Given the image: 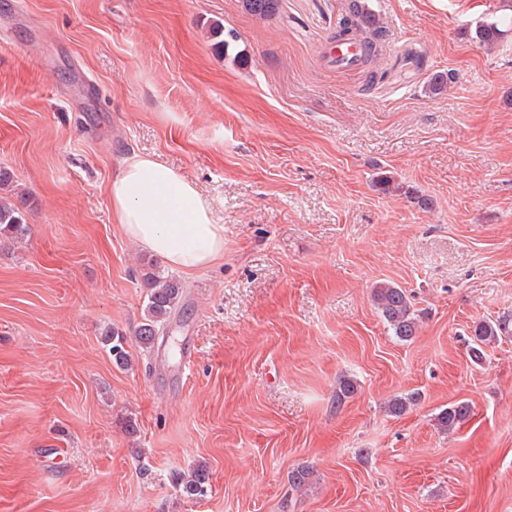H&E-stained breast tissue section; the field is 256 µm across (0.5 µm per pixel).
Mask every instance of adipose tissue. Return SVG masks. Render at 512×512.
I'll return each mask as SVG.
<instances>
[{"mask_svg":"<svg viewBox=\"0 0 512 512\" xmlns=\"http://www.w3.org/2000/svg\"><path fill=\"white\" fill-rule=\"evenodd\" d=\"M123 235L192 274L224 257V227L196 184L152 154L129 157L105 187Z\"/></svg>","mask_w":512,"mask_h":512,"instance_id":"obj_1","label":"adipose tissue"}]
</instances>
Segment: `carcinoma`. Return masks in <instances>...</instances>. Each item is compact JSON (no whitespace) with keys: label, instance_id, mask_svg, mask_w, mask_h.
<instances>
[{"label":"carcinoma","instance_id":"1","mask_svg":"<svg viewBox=\"0 0 512 512\" xmlns=\"http://www.w3.org/2000/svg\"><path fill=\"white\" fill-rule=\"evenodd\" d=\"M279 0H243L246 10L261 18H268L277 11ZM364 33L363 45L366 60L372 61L386 48L390 37L389 28L381 17L368 7L367 0H347L345 15L341 18L336 33L343 34L350 30ZM512 31V19H496L475 27L473 39L487 49L502 47V38L506 31ZM457 82L455 72L448 70L435 73L429 81L428 91L439 95ZM30 232L22 212L13 203L0 197V239L7 238L13 242L24 241ZM141 287L145 288V307L142 321L135 330L136 340L143 348L151 347L161 329L168 325L172 313L178 307L183 295L182 284L174 277L158 271L149 270L141 276ZM375 306L392 330L393 335L401 341L412 340L418 332V319L412 310L407 292L392 284L382 283L372 293ZM512 333V321L500 319L480 322L475 325L471 339L470 352L479 360L484 354V346L496 341L499 336ZM104 345L112 356V361L119 368L131 363L127 351V334L110 327L104 333ZM415 394L406 397L395 396L387 404L388 412L393 416L402 415L407 408L415 404ZM471 413L467 402L449 405L438 414L440 428L452 432L464 424ZM209 474L207 466H197L189 475L177 478L180 493L190 499L205 496L208 490Z\"/></svg>","mask_w":512,"mask_h":512}]
</instances>
